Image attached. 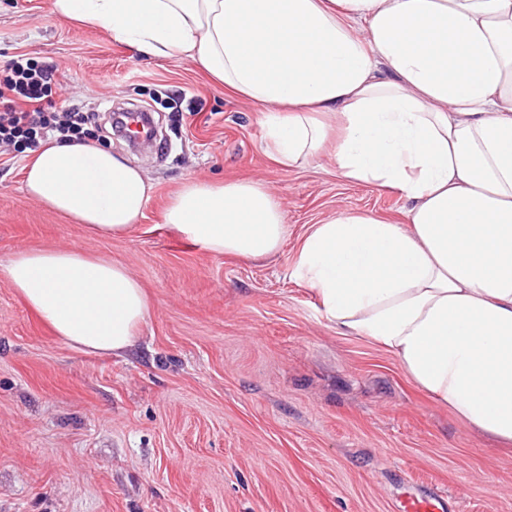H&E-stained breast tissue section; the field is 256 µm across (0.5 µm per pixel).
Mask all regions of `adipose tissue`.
<instances>
[{"instance_id": "adipose-tissue-1", "label": "adipose tissue", "mask_w": 512, "mask_h": 512, "mask_svg": "<svg viewBox=\"0 0 512 512\" xmlns=\"http://www.w3.org/2000/svg\"><path fill=\"white\" fill-rule=\"evenodd\" d=\"M59 18L145 57H186L270 111V158L332 149L351 181L401 194L404 224L338 213L292 269L345 335L392 353L468 428L512 443V0H51ZM34 201L101 235L138 224L152 187L88 140L41 142ZM162 221L216 255H276L287 226L264 183L189 178ZM70 345L131 347L151 304L121 263L27 249L0 271Z\"/></svg>"}]
</instances>
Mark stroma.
<instances>
[{
	"instance_id": "obj_1",
	"label": "stroma",
	"mask_w": 512,
	"mask_h": 512,
	"mask_svg": "<svg viewBox=\"0 0 512 512\" xmlns=\"http://www.w3.org/2000/svg\"><path fill=\"white\" fill-rule=\"evenodd\" d=\"M53 62L57 103L153 110L136 153L152 185L128 234L102 237L22 189L0 156V266L30 248H80L125 265L151 310L135 346L88 353L54 335L0 280V512H394L406 491L458 512H512V451L461 424L382 347L337 332L291 272L315 224L347 209L398 224V194L296 168L263 148L266 112L191 59L139 56L54 16L50 0H0V66ZM188 178L260 180L288 236L273 258L215 255L161 213Z\"/></svg>"
}]
</instances>
